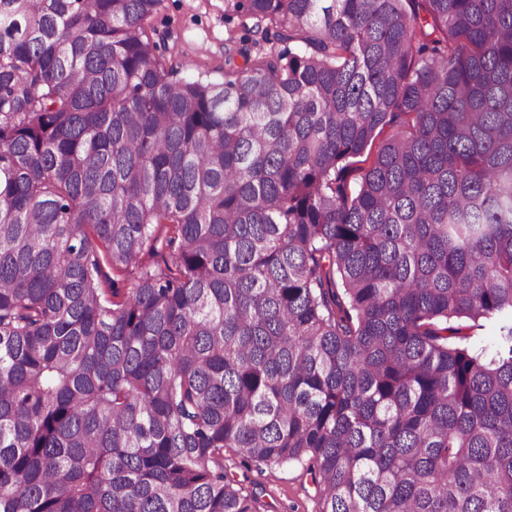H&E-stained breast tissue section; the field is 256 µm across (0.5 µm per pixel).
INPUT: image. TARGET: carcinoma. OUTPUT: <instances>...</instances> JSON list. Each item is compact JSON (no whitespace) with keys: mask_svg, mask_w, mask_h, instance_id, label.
Instances as JSON below:
<instances>
[{"mask_svg":"<svg viewBox=\"0 0 512 512\" xmlns=\"http://www.w3.org/2000/svg\"><path fill=\"white\" fill-rule=\"evenodd\" d=\"M162 2L0 0V512H512V0ZM153 24L166 32L159 53L169 63L189 62L178 77L224 81V53L230 35L243 34L240 20L224 21V0H164ZM224 472L245 495L259 499L268 512H319L312 476L300 464L245 465L230 449H224Z\"/></svg>","mask_w":512,"mask_h":512,"instance_id":"obj_1","label":"carcinoma"}]
</instances>
